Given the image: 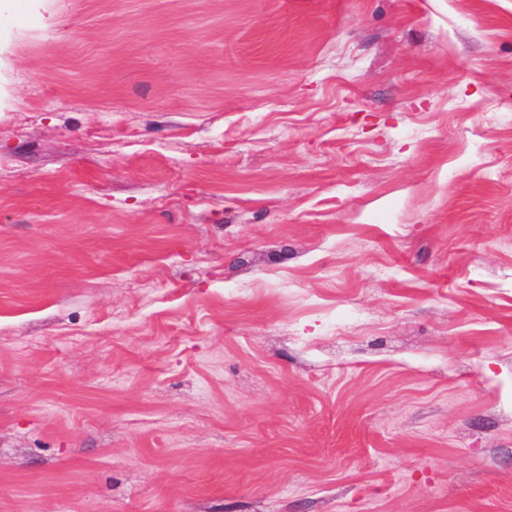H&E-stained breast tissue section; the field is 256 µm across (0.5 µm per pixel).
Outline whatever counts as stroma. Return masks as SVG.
Segmentation results:
<instances>
[{"label": "stroma", "mask_w": 512, "mask_h": 512, "mask_svg": "<svg viewBox=\"0 0 512 512\" xmlns=\"http://www.w3.org/2000/svg\"><path fill=\"white\" fill-rule=\"evenodd\" d=\"M0 44V512H512V0Z\"/></svg>", "instance_id": "35a3bbf8"}]
</instances>
